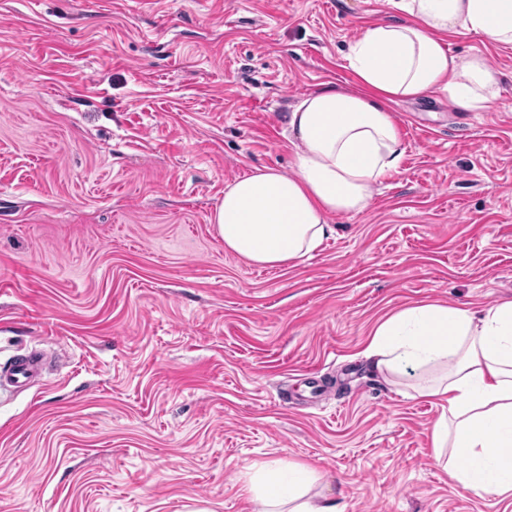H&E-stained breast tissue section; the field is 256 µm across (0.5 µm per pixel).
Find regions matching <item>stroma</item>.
<instances>
[{
	"label": "stroma",
	"instance_id": "stroma-1",
	"mask_svg": "<svg viewBox=\"0 0 512 512\" xmlns=\"http://www.w3.org/2000/svg\"><path fill=\"white\" fill-rule=\"evenodd\" d=\"M387 0H0V512H262L254 465L296 462L344 512H512L435 460L434 400L364 350L422 302L512 299V48L484 112L395 107L405 148L363 212L285 268L211 219L291 169L298 100L354 75ZM44 365V357L36 351L13 357L7 367L0 368V393H14L40 379Z\"/></svg>",
	"mask_w": 512,
	"mask_h": 512
}]
</instances>
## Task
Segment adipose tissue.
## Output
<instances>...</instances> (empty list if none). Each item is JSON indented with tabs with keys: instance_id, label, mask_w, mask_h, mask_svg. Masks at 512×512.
<instances>
[{
	"instance_id": "obj_1",
	"label": "adipose tissue",
	"mask_w": 512,
	"mask_h": 512,
	"mask_svg": "<svg viewBox=\"0 0 512 512\" xmlns=\"http://www.w3.org/2000/svg\"><path fill=\"white\" fill-rule=\"evenodd\" d=\"M389 3L401 20L365 28L349 47L354 88L327 84L293 107L292 173L264 167L225 187L213 216L225 249L261 267L292 264L322 243L331 218L364 211L374 186L398 169L404 149L393 104L444 95L479 112L499 97V71L483 54L450 53L447 39L512 47V0ZM365 355L397 383L441 370L417 392L441 405L432 441L449 451V478L477 493L512 492V300L404 308L375 328ZM288 470L289 485L251 483L254 497L289 512H338L307 497L309 471Z\"/></svg>"
}]
</instances>
